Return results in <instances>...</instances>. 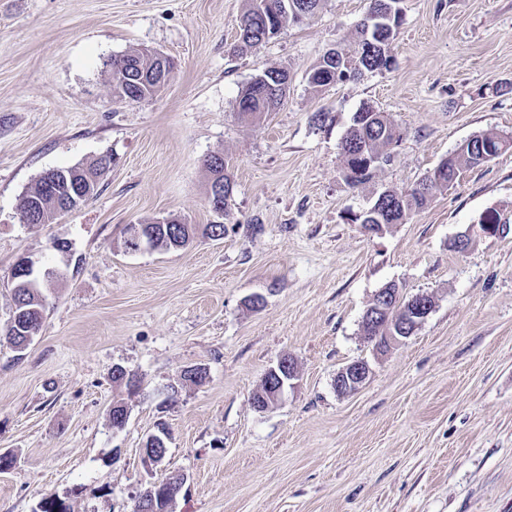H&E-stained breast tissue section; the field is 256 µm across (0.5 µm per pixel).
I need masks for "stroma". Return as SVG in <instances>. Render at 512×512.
<instances>
[{
  "label": "stroma",
  "instance_id": "35a3bbf8",
  "mask_svg": "<svg viewBox=\"0 0 512 512\" xmlns=\"http://www.w3.org/2000/svg\"><path fill=\"white\" fill-rule=\"evenodd\" d=\"M368 6L323 0L241 53L245 0H0V454L17 459L0 473V512H41L50 495L68 512H132L174 472L186 483L173 512H512V148L406 223L371 234L348 219L473 135L512 136V0H403L390 69L310 90V68L351 45ZM143 49L173 60L168 85L115 101L106 61ZM271 67L290 73L283 105L242 119L239 89ZM366 105L400 138L353 186L340 143ZM107 153L116 161L87 203L23 221L44 171ZM215 154L234 183L220 219L204 166ZM490 208L503 231L451 250ZM172 217L226 232L124 252L126 225ZM22 257L63 277L18 352L4 326ZM391 283L434 309L380 355L361 318ZM283 356L294 386L257 411ZM361 358L367 382L337 393V371ZM116 365L141 384L120 431ZM196 365L207 381L182 383ZM162 426L167 455L145 464Z\"/></svg>",
  "mask_w": 512,
  "mask_h": 512
}]
</instances>
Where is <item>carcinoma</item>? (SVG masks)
<instances>
[{
  "mask_svg": "<svg viewBox=\"0 0 512 512\" xmlns=\"http://www.w3.org/2000/svg\"><path fill=\"white\" fill-rule=\"evenodd\" d=\"M322 0H247L240 19L238 47L241 50L258 46L275 38L281 29L295 22L291 7L305 10L314 16ZM402 0H370V7L355 31L353 48L342 50L335 58L321 56L308 72V84L318 91L329 85L331 79L344 82L362 75L389 69L390 57L372 53L368 46L383 38L392 42L402 20ZM115 98L131 95L138 100L154 97L162 89L160 80L140 81L141 75H151L161 70V62L147 51H134L116 56L106 62ZM288 70L270 68L259 79L244 86L236 100L239 114L251 120H260L276 111L283 104L288 91ZM496 137L494 133L473 136L467 147L456 151L445 163H439L425 179L407 190H388L381 193L374 204L361 213H351L348 220L358 224H403L418 209L426 206L434 195L442 192L457 180L465 168L482 165L479 145ZM399 133L385 113L372 106L362 108L342 139L340 150L351 164L353 185L369 181L377 168L390 160L389 147L397 142ZM94 164L58 169L52 183L38 179L22 198V208H33L48 220L55 216L56 205L79 183H84L86 194L93 196L98 187ZM153 248L178 250L186 247L199 235L211 238L225 233L222 224H185L177 219L164 225ZM14 309L7 324L6 335L15 349H20L29 337L32 327L43 322L45 299L29 288L13 289Z\"/></svg>",
  "mask_w": 512,
  "mask_h": 512,
  "instance_id": "obj_1",
  "label": "carcinoma"
}]
</instances>
